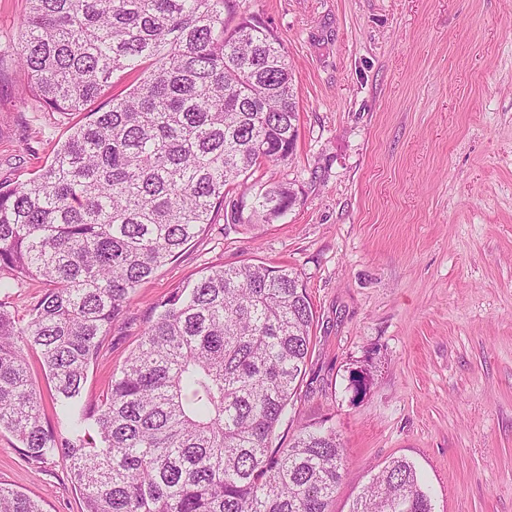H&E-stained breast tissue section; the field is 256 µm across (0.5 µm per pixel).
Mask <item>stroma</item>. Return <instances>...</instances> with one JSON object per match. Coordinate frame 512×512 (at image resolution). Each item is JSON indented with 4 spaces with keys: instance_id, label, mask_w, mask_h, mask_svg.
<instances>
[{
    "instance_id": "1",
    "label": "stroma",
    "mask_w": 512,
    "mask_h": 512,
    "mask_svg": "<svg viewBox=\"0 0 512 512\" xmlns=\"http://www.w3.org/2000/svg\"><path fill=\"white\" fill-rule=\"evenodd\" d=\"M24 8L0 0V181L15 183L71 123L23 97L11 53ZM243 12L274 28L293 66L296 150L265 172L298 201L252 227L222 211L137 288L86 396L106 392L154 307L193 274L286 266L315 313L288 412L327 420L344 445L332 512H350L395 457L414 463L434 512H512V0H236L226 25ZM0 485L46 512L83 510L61 461H28L7 433Z\"/></svg>"
}]
</instances>
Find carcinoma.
I'll list each match as a JSON object with an SVG mask.
<instances>
[{"instance_id":"carcinoma-1","label":"carcinoma","mask_w":512,"mask_h":512,"mask_svg":"<svg viewBox=\"0 0 512 512\" xmlns=\"http://www.w3.org/2000/svg\"><path fill=\"white\" fill-rule=\"evenodd\" d=\"M230 0H27L14 56L46 112H81L50 161L0 182V292L39 280L21 320L0 300V433L60 458L84 512H330L344 448L325 422L277 428L306 374L314 314L292 269L213 266L155 306L97 400L104 336L136 288L204 234L230 192L236 224L292 208L298 101L273 29ZM130 87L99 102L114 80ZM48 382L54 421L29 355ZM0 512H44L0 485ZM351 512H433L415 465L374 473Z\"/></svg>"}]
</instances>
